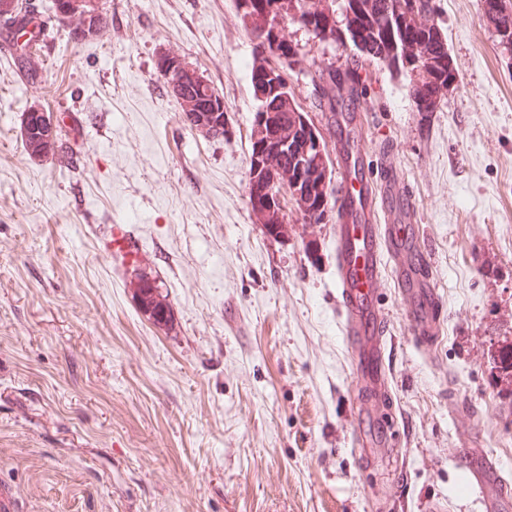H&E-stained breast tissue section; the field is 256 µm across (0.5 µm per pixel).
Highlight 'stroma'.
Returning a JSON list of instances; mask_svg holds the SVG:
<instances>
[{
    "instance_id": "stroma-1",
    "label": "stroma",
    "mask_w": 512,
    "mask_h": 512,
    "mask_svg": "<svg viewBox=\"0 0 512 512\" xmlns=\"http://www.w3.org/2000/svg\"><path fill=\"white\" fill-rule=\"evenodd\" d=\"M106 23L75 39L54 26L41 78L0 53V478L25 512H480L456 465L455 420L499 402L512 375V52L482 25L481 0H438L457 79L413 123L408 77L291 22L288 88L312 123L317 69H356V109L386 138L426 230L447 333L433 357L386 300L400 429L397 454L361 465L344 425L352 363L336 326L332 241L268 236L249 210L255 41L236 0H96ZM170 56L229 105L223 140L191 128L156 72ZM66 113L73 166L29 158L30 108ZM126 225L138 265L104 249ZM152 271L166 328L129 286ZM484 353L477 368L467 350ZM480 443L512 483V414Z\"/></svg>"
}]
</instances>
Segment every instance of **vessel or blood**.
<instances>
[{
    "mask_svg": "<svg viewBox=\"0 0 512 512\" xmlns=\"http://www.w3.org/2000/svg\"><path fill=\"white\" fill-rule=\"evenodd\" d=\"M369 125L366 112H340L325 117L322 125L341 176L336 222L329 227L336 321L353 359L352 384L381 425L379 444L395 448L401 435L395 428L385 297L388 291H396L407 334L423 354L433 352L445 333V321L421 238L400 234L401 225L417 221L409 187L398 174L388 143L368 146L360 141V133ZM107 249L125 261L137 260L139 254L121 224L113 225ZM459 462L482 497L483 512H512V489L485 449L462 442Z\"/></svg>",
    "mask_w": 512,
    "mask_h": 512,
    "instance_id": "obj_1",
    "label": "vessel or blood"
}]
</instances>
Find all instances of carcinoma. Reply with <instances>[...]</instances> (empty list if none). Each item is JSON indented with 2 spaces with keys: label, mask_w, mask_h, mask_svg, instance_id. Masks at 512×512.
Returning a JSON list of instances; mask_svg holds the SVG:
<instances>
[{
  "label": "carcinoma",
  "mask_w": 512,
  "mask_h": 512,
  "mask_svg": "<svg viewBox=\"0 0 512 512\" xmlns=\"http://www.w3.org/2000/svg\"><path fill=\"white\" fill-rule=\"evenodd\" d=\"M244 25L255 32L268 22L269 12L285 16L313 37L336 42L346 36L360 56L384 64L393 75H403L420 69L434 80L448 85L456 80L455 68L448 55L446 38L437 37L433 21L438 17L436 0H329L326 5L305 0H237ZM29 0H0V21L6 35L13 26L32 12ZM482 22L493 28L498 45L512 50V0H482ZM174 96L181 99L187 122L203 129L215 140L224 139V113L211 112L213 88L181 62L157 69ZM339 75L331 73L311 79L312 93L323 113H336V96H329L325 87L336 83ZM264 73L252 82L254 92L265 93L262 113L265 114V135L251 145V167L261 166L264 176L254 177L257 184L279 179V169H288L289 176L300 180L292 196L307 224L322 223L327 211V183L330 181V161L325 148L316 147L315 136L321 132L307 119L303 110L284 103L288 94L284 80L279 89ZM287 139L288 155L276 164H264V140ZM24 150L33 159L55 158L72 163L74 151L60 132L46 130L40 117L31 115L22 126ZM133 298L140 310L155 325L166 327L171 321L167 296L156 278L144 269L132 281Z\"/></svg>",
  "instance_id": "obj_1"
}]
</instances>
